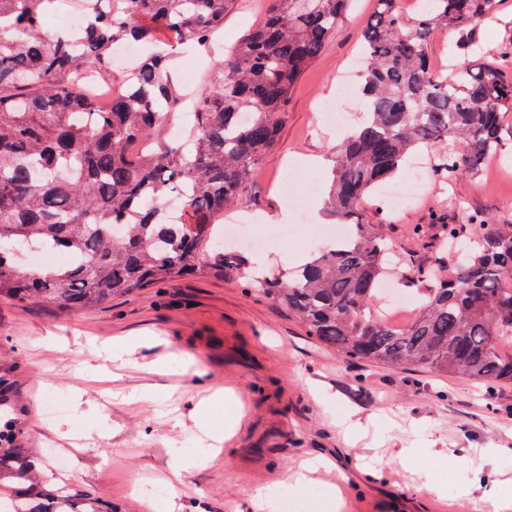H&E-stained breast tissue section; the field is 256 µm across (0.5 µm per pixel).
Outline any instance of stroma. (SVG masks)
I'll return each instance as SVG.
<instances>
[{"label": "stroma", "mask_w": 512, "mask_h": 512, "mask_svg": "<svg viewBox=\"0 0 512 512\" xmlns=\"http://www.w3.org/2000/svg\"><path fill=\"white\" fill-rule=\"evenodd\" d=\"M268 0H236L212 51L192 44L174 46L172 75L177 84H200L218 55L260 22ZM374 0H352L322 54L296 81L279 141L252 175L245 207L225 212L235 224L267 219V231L294 224L278 191L282 178L303 180L308 169H287L293 154L326 152L335 157L345 129L320 122L344 76L359 78L361 32ZM475 60L496 62L512 43V0L477 27ZM501 137L508 157L490 159L474 176L446 184L427 176L421 198L397 209L384 196L361 205L365 223L390 237L405 262L392 282L415 295L405 277L436 256L432 241L415 235L423 224H462L468 214L512 224V107L502 113ZM122 336H153L156 344L131 353L111 382V394L83 375L101 366V346ZM190 356L195 372H151L159 354ZM16 360L11 381L24 404L21 422L26 447L44 467L48 481L64 482L111 502L114 512H146L133 490L154 485L184 457L205 463L183 474L171 496L192 512H243L250 490L288 488V477L307 458L324 457L333 466L319 473L310 504H326L329 488L342 500L339 512H468L481 503L480 475L498 490L512 488V387L488 395L484 385L455 376L346 362L336 350L307 336L287 310L249 293L239 281L202 272L176 276L135 294L107 300L73 314L47 303L0 298V359ZM87 393L75 404L78 386ZM137 386L152 388L164 402L126 398ZM231 393L241 426L225 450L209 453L199 441L198 421H221L222 406H202L213 389ZM60 412L45 411L48 401ZM451 448L444 465H425L427 448ZM416 451L403 460L400 449ZM70 453L71 466L59 474L55 451ZM372 465L369 478L364 465ZM452 484L440 494L425 487L440 470Z\"/></svg>", "instance_id": "1"}]
</instances>
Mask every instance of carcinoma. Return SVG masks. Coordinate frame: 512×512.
Masks as SVG:
<instances>
[{
    "instance_id": "1",
    "label": "carcinoma",
    "mask_w": 512,
    "mask_h": 512,
    "mask_svg": "<svg viewBox=\"0 0 512 512\" xmlns=\"http://www.w3.org/2000/svg\"><path fill=\"white\" fill-rule=\"evenodd\" d=\"M56 0H0V296L73 312L203 270L234 277L292 313L307 335L351 361L453 374L487 385L512 384V224L475 214L440 224L437 239L464 242L444 269L413 270L418 302L397 326L377 310V293L395 254L390 238L362 223L360 204L422 145L454 152L433 175L452 182L478 173L501 151L502 108L512 81L500 68L465 64L451 75L429 64L438 30L467 51L498 0H423L414 16L401 0H375L362 33L365 115L338 150L329 206L351 240L287 275L261 276L235 250L215 243L224 209L278 143L293 84L316 60L350 0H270L263 19L224 54L192 97L173 81L170 57L152 54L127 73L106 105L113 50L149 43L166 31L205 47L224 29L234 0H77L82 27L33 38ZM196 143L166 133L185 102ZM249 120L239 121L242 113ZM184 200L183 218L165 205ZM53 245L70 256L61 269H26L18 244ZM16 416L0 417V480L22 478L19 494L0 483V512H112L77 489L48 491L28 473Z\"/></svg>"
}]
</instances>
